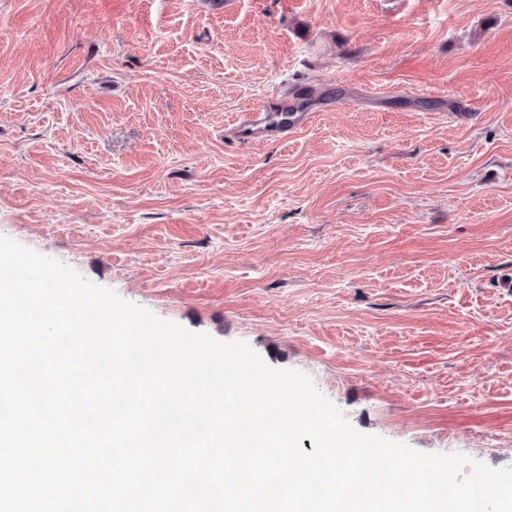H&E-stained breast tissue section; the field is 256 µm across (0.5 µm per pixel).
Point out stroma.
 Masks as SVG:
<instances>
[{"label":"stroma","mask_w":512,"mask_h":512,"mask_svg":"<svg viewBox=\"0 0 512 512\" xmlns=\"http://www.w3.org/2000/svg\"><path fill=\"white\" fill-rule=\"evenodd\" d=\"M0 235L512 467V0H0ZM313 112H298L288 101L270 97L259 106L241 112L232 126V136L239 142L262 145L285 142L301 128L307 126Z\"/></svg>","instance_id":"stroma-1"}]
</instances>
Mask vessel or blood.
Returning <instances> with one entry per match:
<instances>
[{
	"mask_svg": "<svg viewBox=\"0 0 512 512\" xmlns=\"http://www.w3.org/2000/svg\"><path fill=\"white\" fill-rule=\"evenodd\" d=\"M312 118V113L298 111L287 101L271 98L239 113L232 135L239 142L253 145L284 142Z\"/></svg>",
	"mask_w": 512,
	"mask_h": 512,
	"instance_id": "vessel-or-blood-1",
	"label": "vessel or blood"
}]
</instances>
